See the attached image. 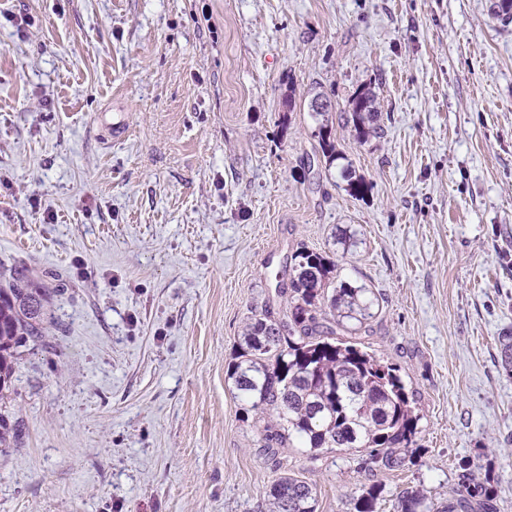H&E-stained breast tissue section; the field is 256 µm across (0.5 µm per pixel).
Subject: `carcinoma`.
Returning <instances> with one entry per match:
<instances>
[{"mask_svg":"<svg viewBox=\"0 0 512 512\" xmlns=\"http://www.w3.org/2000/svg\"><path fill=\"white\" fill-rule=\"evenodd\" d=\"M346 121L362 141L381 132L374 93L359 89ZM322 155L331 165L342 158L326 124L319 129ZM288 312H267L245 328L238 361L229 368L245 413H254L257 445L280 448L292 440L317 459L333 448L366 452L371 473L398 470L413 462L410 448L418 414L398 369L359 348L353 336L374 317L370 289L336 278L329 255L300 248L292 255ZM48 289L23 269L0 283V393L9 389L18 347L45 333L42 323ZM463 498L429 503L424 492L398 501V512H496L472 464L460 465ZM383 487L372 483L354 499V512H377ZM268 512H316L311 485L295 475L275 479L267 493Z\"/></svg>","mask_w":512,"mask_h":512,"instance_id":"obj_1","label":"carcinoma"}]
</instances>
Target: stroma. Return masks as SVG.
Segmentation results:
<instances>
[{
  "label": "stroma",
  "instance_id": "1",
  "mask_svg": "<svg viewBox=\"0 0 512 512\" xmlns=\"http://www.w3.org/2000/svg\"><path fill=\"white\" fill-rule=\"evenodd\" d=\"M493 2L0 0V263L52 291L4 404L0 512H266L283 473L317 512L374 482L397 512L461 494L464 460L512 512V26ZM301 245L377 298L362 341L418 406L409 468L256 445L228 367L251 318L285 312ZM348 123H352L358 138L368 140L382 131L378 122V108L374 93L369 88L359 89L349 102Z\"/></svg>",
  "mask_w": 512,
  "mask_h": 512
}]
</instances>
